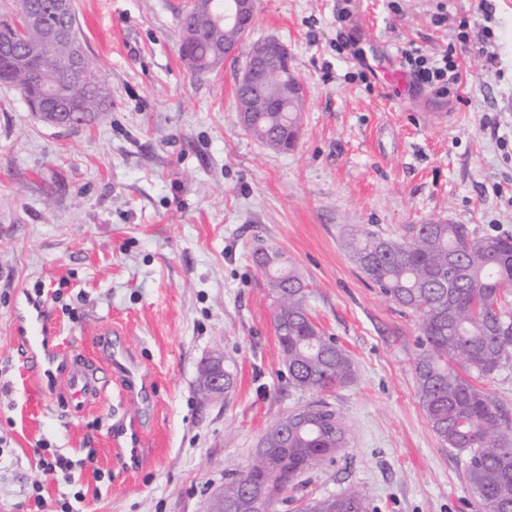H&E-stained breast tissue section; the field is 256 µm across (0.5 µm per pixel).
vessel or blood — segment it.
<instances>
[{"label": "vessel or blood", "mask_w": 512, "mask_h": 512, "mask_svg": "<svg viewBox=\"0 0 512 512\" xmlns=\"http://www.w3.org/2000/svg\"><path fill=\"white\" fill-rule=\"evenodd\" d=\"M17 320L27 348L24 364L27 373L37 378H48L54 376L55 372H62L61 388L77 407L88 406L101 397L104 381L100 366L78 356L73 357L72 361H64L52 341L48 313L42 302H28Z\"/></svg>", "instance_id": "obj_1"}]
</instances>
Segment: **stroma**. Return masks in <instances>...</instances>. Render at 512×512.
I'll list each match as a JSON object with an SVG mask.
<instances>
[{
  "mask_svg": "<svg viewBox=\"0 0 512 512\" xmlns=\"http://www.w3.org/2000/svg\"><path fill=\"white\" fill-rule=\"evenodd\" d=\"M187 0H74L112 109L79 128L32 116L0 84V512H205L288 411L321 399L348 445L301 493L358 488L372 512H472L465 458L432 432L414 386L415 315L352 261L350 228L405 239L442 221L512 237V0H259L252 39L286 44L306 88L295 147L242 126L244 58L195 76L178 54ZM451 54L458 83L418 88L401 51ZM280 250L309 310L355 367L302 391L253 254ZM42 300L66 354L100 360L104 333L148 376L145 401L108 383L72 407L22 370L15 317ZM230 356L236 384L203 398L198 368ZM138 417L141 462L108 437ZM51 449L75 466L44 473ZM41 482L40 499L31 496ZM82 500H74V492Z\"/></svg>",
  "mask_w": 512,
  "mask_h": 512,
  "instance_id": "1",
  "label": "stroma"
}]
</instances>
